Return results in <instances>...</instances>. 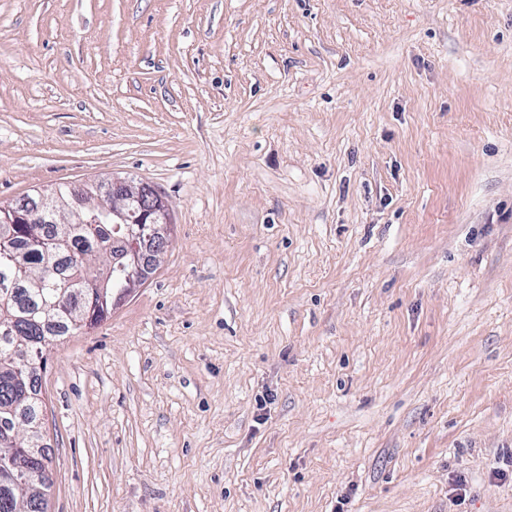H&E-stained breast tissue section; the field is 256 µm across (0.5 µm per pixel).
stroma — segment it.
<instances>
[{
	"mask_svg": "<svg viewBox=\"0 0 512 512\" xmlns=\"http://www.w3.org/2000/svg\"><path fill=\"white\" fill-rule=\"evenodd\" d=\"M115 176L51 512H512V0H0V202Z\"/></svg>",
	"mask_w": 512,
	"mask_h": 512,
	"instance_id": "stroma-1",
	"label": "stroma"
}]
</instances>
